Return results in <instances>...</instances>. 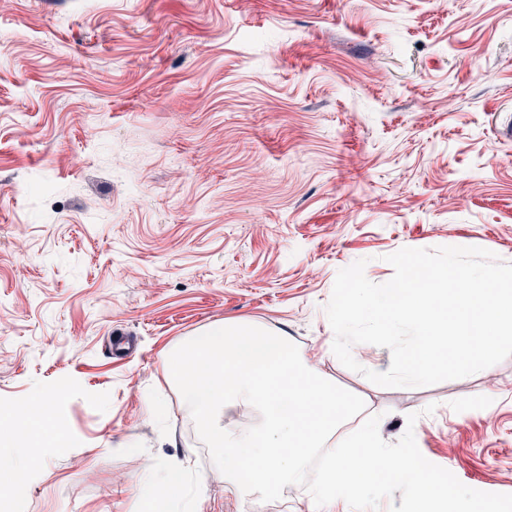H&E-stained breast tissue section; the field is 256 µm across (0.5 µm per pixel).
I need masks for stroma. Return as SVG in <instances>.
Segmentation results:
<instances>
[{
    "mask_svg": "<svg viewBox=\"0 0 512 512\" xmlns=\"http://www.w3.org/2000/svg\"><path fill=\"white\" fill-rule=\"evenodd\" d=\"M440 246L512 263V0H0V405L67 391L13 512H135L186 467L202 512H309L225 492L165 373L224 320L512 494V357L407 391L332 352L340 269Z\"/></svg>",
    "mask_w": 512,
    "mask_h": 512,
    "instance_id": "1",
    "label": "stroma"
}]
</instances>
